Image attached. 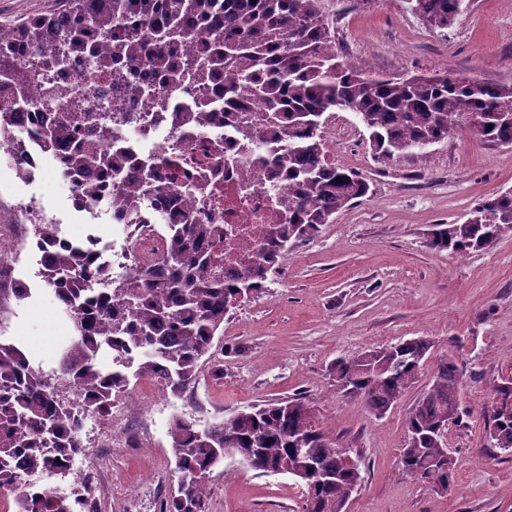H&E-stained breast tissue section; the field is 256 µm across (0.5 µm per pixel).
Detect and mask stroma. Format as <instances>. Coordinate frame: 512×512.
<instances>
[{
  "mask_svg": "<svg viewBox=\"0 0 512 512\" xmlns=\"http://www.w3.org/2000/svg\"><path fill=\"white\" fill-rule=\"evenodd\" d=\"M340 50L372 74L450 70L482 82L512 84V0H471L453 26L433 29L406 0H323ZM327 126L346 128L351 142L336 162L358 171L367 197L336 213L314 237L294 243L268 276L267 288L224 319L201 361L194 386L165 393L149 420L131 414L121 448H93L78 463L108 476L100 512H158L177 486L167 431L173 416L210 424L246 406L293 394L305 397L313 420L363 462V481L347 512H512V453L487 445L492 387L512 374V232L465 256L434 249L436 225L462 223L484 198L512 190V146L466 131L387 162L377 161L354 113L330 112ZM45 197L65 237L112 227L74 210L53 170L20 182L0 153V204ZM38 254L25 252L16 273L34 293L11 307L7 331L33 365L51 370L71 334L53 297L39 293ZM426 337L433 359L464 364L463 426L450 427L456 468L448 492L403 471L405 419L423 383L408 389L384 416L361 397L340 392L336 360ZM210 512H302L301 486L263 475L236 459L210 478Z\"/></svg>",
  "mask_w": 512,
  "mask_h": 512,
  "instance_id": "35a3bbf8",
  "label": "stroma"
}]
</instances>
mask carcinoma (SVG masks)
<instances>
[{
	"mask_svg": "<svg viewBox=\"0 0 512 512\" xmlns=\"http://www.w3.org/2000/svg\"><path fill=\"white\" fill-rule=\"evenodd\" d=\"M88 0H65L74 26L57 31L51 63L61 66L80 57L94 70L105 57L86 53L82 36L108 32L112 22L127 26L113 52L139 58V29L155 36L145 60L175 75L183 70L204 79L224 72V95L244 108L253 98L266 112L265 138L282 146L273 162L275 175L288 179L285 217L271 225L268 238L250 266L230 283L212 273L210 244L224 235L222 224H166L163 272L138 269L115 289L90 294L88 284L104 275L96 262L99 239L81 242L59 237L57 224L32 225L31 241L44 272V290L53 296L76 331L62 354L59 370L33 366L24 352L0 340V494L12 498V512H80L85 483L70 493L52 491L27 479L64 476L69 463L87 452L80 437L81 417L102 414L112 397L127 389L130 376H159L178 396L198 380L200 361L224 332V318L244 299L266 288L268 274L293 243L317 234L344 207L365 198L369 183L358 172L325 163L326 143L320 133L323 116L347 108L359 114L369 131L370 146L380 160L421 149L456 131L499 145L512 144V85H489L452 72L404 78L376 76L344 59L336 36L321 10L322 0H110L104 11H87ZM464 0H406L408 9L433 28L452 25ZM222 21L224 40L217 50L177 66L168 48L185 35L189 15ZM57 13L15 23L13 32L28 43L33 60L16 80L23 85L39 78V61L47 29ZM86 116L72 113L67 123L45 131L48 144L71 140L69 132L85 125ZM64 177L96 172L105 177L120 171L126 158L112 151L79 147L61 156ZM512 231V192L485 198L461 224H438L432 244L464 254L482 250ZM31 296L29 288H0V320L10 300ZM433 342L418 337L390 347H374L334 365L338 390L363 397L383 416L401 395L419 382ZM466 367L444 356L406 419L407 442L400 463L418 481L448 491L456 459L444 444L451 414L461 401ZM67 379L75 400L66 404L57 388ZM170 448L178 473L177 488L161 502L159 512H209L211 474L224 465V449H238L240 461L262 474H286L288 465H311L303 479L304 512H345L350 494L363 480L360 464L345 465L336 438L312 421L305 397L296 395L259 403L223 420L200 427L182 416L173 419ZM487 443L512 451V416L492 410Z\"/></svg>",
	"mask_w": 512,
	"mask_h": 512,
	"instance_id": "obj_1",
	"label": "carcinoma"
}]
</instances>
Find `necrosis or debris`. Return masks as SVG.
<instances>
[{
    "label": "necrosis or debris",
    "instance_id": "necrosis-or-debris-1",
    "mask_svg": "<svg viewBox=\"0 0 512 512\" xmlns=\"http://www.w3.org/2000/svg\"><path fill=\"white\" fill-rule=\"evenodd\" d=\"M30 106L18 104L15 85L0 81V112L11 115L0 131V153L14 155L13 170L39 176L45 161L55 160L45 149V126L64 123L72 110L112 111V151L126 156L128 165L112 178L113 187L137 185L152 177L166 183L165 193L129 211L112 200L84 203L83 212H106L121 235L111 245L99 246L101 263L113 281L128 278L137 268L155 266L166 247L164 224H221L226 235L220 245L224 277L252 255L269 225L281 219L278 202L288 194V182L271 181L268 165L277 151L274 143L256 139L264 123L261 105L234 114L224 109V83L200 84L182 77L163 78L152 66L130 67L128 58L112 59L99 72L73 64L56 67L40 81L30 83ZM207 111L205 123L196 112ZM250 127L254 137L232 134V125ZM202 184L204 195L188 194L186 185ZM33 197L13 205L8 218L0 217V268L11 270L19 243L26 240L30 210H47Z\"/></svg>",
    "mask_w": 512,
    "mask_h": 512
}]
</instances>
